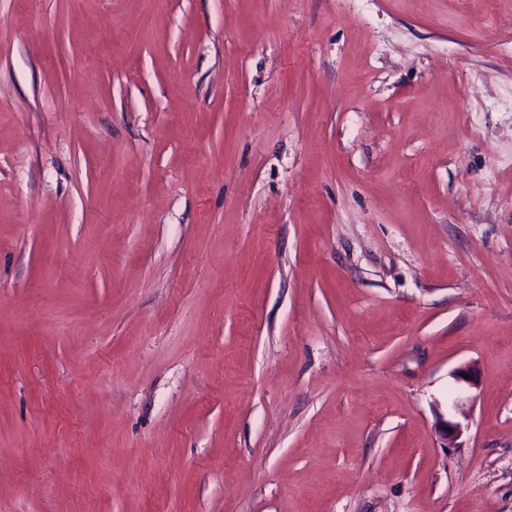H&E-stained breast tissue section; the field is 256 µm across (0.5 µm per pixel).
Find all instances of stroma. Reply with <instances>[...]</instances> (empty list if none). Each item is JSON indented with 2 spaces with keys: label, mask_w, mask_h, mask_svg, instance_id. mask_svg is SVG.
Masks as SVG:
<instances>
[{
  "label": "stroma",
  "mask_w": 512,
  "mask_h": 512,
  "mask_svg": "<svg viewBox=\"0 0 512 512\" xmlns=\"http://www.w3.org/2000/svg\"><path fill=\"white\" fill-rule=\"evenodd\" d=\"M0 512H512V0H0Z\"/></svg>",
  "instance_id": "1"
}]
</instances>
